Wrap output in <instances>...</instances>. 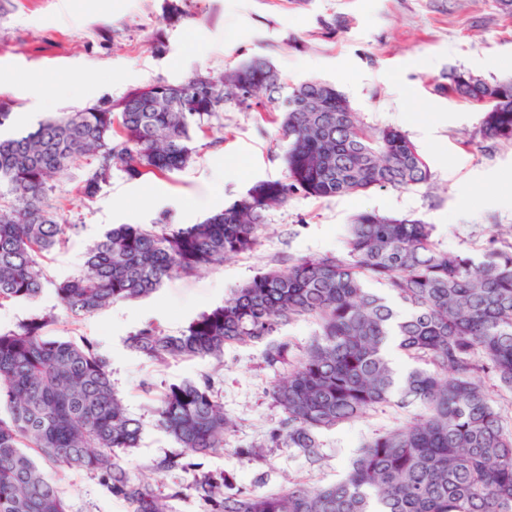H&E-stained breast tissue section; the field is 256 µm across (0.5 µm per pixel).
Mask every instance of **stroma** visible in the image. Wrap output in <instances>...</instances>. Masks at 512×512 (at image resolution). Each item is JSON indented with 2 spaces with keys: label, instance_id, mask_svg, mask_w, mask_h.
Returning <instances> with one entry per match:
<instances>
[{
  "label": "stroma",
  "instance_id": "obj_1",
  "mask_svg": "<svg viewBox=\"0 0 512 512\" xmlns=\"http://www.w3.org/2000/svg\"><path fill=\"white\" fill-rule=\"evenodd\" d=\"M253 57L269 61L291 85L312 78L336 84L365 128L402 130L433 178L409 189L292 196L265 211L252 252L75 322L64 317L49 288L36 302L0 305L2 332L38 315L50 319L46 336L94 342L108 359L114 390L142 424L126 468L164 494L186 475L151 471L155 460L180 451L157 427L155 409L165 389L186 380L212 376L234 423L223 452L199 458V472L233 473L240 486L257 493L340 480L365 439L411 414L387 407L323 431V457L312 463L294 450L264 445L282 418L271 385L295 366L313 338L312 324L288 327V355L273 368L263 360V345L251 343L226 347L220 363H154L129 349L130 335L150 323L180 333L259 272L343 250L346 227L363 211L421 218L433 225L442 248L478 261L490 246L512 245V204L499 198L501 180L512 174V142L484 138L481 110L445 90L452 70L487 80L512 77V18L497 0H0V102L12 107L5 128L13 134L39 120L25 111L22 85L35 69L72 85L56 109L73 112L118 103L136 87L178 84L205 70L221 73ZM414 112H439L446 120L425 130L411 122ZM278 130V114L229 101L211 120L205 146L170 177L137 179L116 169L87 199L80 185L88 165L55 176L51 200L77 230L46 255L47 276L62 281L83 271L85 252L112 225L152 224L165 213L173 223L197 224L209 215L196 208L197 199L223 208L258 181L282 179L288 144ZM219 164L225 167L220 176L214 172ZM44 471L70 512H125L94 473L50 465Z\"/></svg>",
  "mask_w": 512,
  "mask_h": 512
}]
</instances>
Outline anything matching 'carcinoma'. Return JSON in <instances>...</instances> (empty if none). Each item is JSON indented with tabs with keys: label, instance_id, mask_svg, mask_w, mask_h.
I'll return each instance as SVG.
<instances>
[{
	"label": "carcinoma",
	"instance_id": "carcinoma-1",
	"mask_svg": "<svg viewBox=\"0 0 512 512\" xmlns=\"http://www.w3.org/2000/svg\"><path fill=\"white\" fill-rule=\"evenodd\" d=\"M448 93L482 107L485 138L512 139V79L453 71ZM229 100L280 114L284 178L255 184L200 224L112 226L88 250L84 271L55 284L66 317L147 297L167 280L253 251L263 212L295 194L329 198L432 180L400 129L366 131L335 85L290 87L262 58L135 88L112 106L60 112L0 137V305L36 301L48 283L44 254L76 229L49 203L53 176L91 161L80 193L93 198L115 168L132 178L177 172L196 152L204 119ZM432 232L420 218L362 212L344 251L258 273L179 334L148 325L128 339L158 363L220 361L227 346L260 343L273 367L288 352L286 328L314 324L315 339L272 386L283 418L269 446L315 461L322 431L385 406L412 412L369 437L343 479L257 494L228 473H196L192 459L224 451L231 428L204 376L160 397L157 423L182 451L153 471L187 475L161 496L124 466L141 424L117 397L107 359L89 340L46 337L47 318L34 316L0 332V512H69L44 464L96 474L126 512H168L166 500L187 495L206 512H512V430L487 385L512 390V247L477 262L440 248ZM392 344L417 365L398 372Z\"/></svg>",
	"mask_w": 512,
	"mask_h": 512
}]
</instances>
